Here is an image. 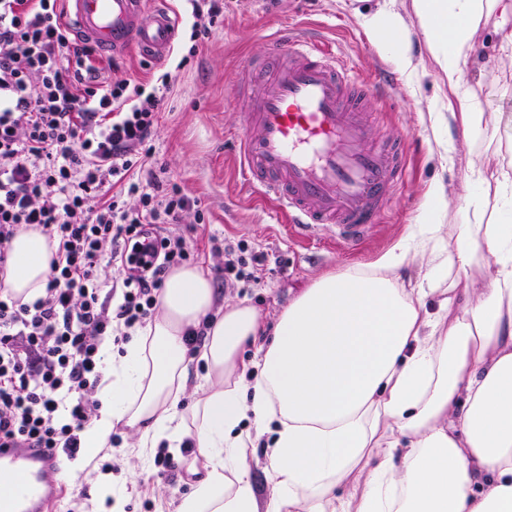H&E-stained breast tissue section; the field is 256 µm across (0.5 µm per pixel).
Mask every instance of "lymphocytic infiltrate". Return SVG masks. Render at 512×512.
Returning a JSON list of instances; mask_svg holds the SVG:
<instances>
[{
	"label": "lymphocytic infiltrate",
	"instance_id": "f902f5d3",
	"mask_svg": "<svg viewBox=\"0 0 512 512\" xmlns=\"http://www.w3.org/2000/svg\"><path fill=\"white\" fill-rule=\"evenodd\" d=\"M185 2L194 55L225 3ZM177 77L100 83L60 0H0V271L21 227L58 242L40 298L23 303L0 288V448L76 456L99 408L101 344L146 327L167 273L191 258L180 237H160L142 270L126 250L145 227L180 223L198 206L154 159ZM108 266L120 274L107 286Z\"/></svg>",
	"mask_w": 512,
	"mask_h": 512
}]
</instances>
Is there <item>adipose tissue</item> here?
I'll list each match as a JSON object with an SVG mask.
<instances>
[{"label": "adipose tissue", "mask_w": 512, "mask_h": 512, "mask_svg": "<svg viewBox=\"0 0 512 512\" xmlns=\"http://www.w3.org/2000/svg\"><path fill=\"white\" fill-rule=\"evenodd\" d=\"M413 8L448 87L433 125L462 130L438 139L443 159L502 130L512 148V113L484 111L463 87L478 32L512 44V0ZM362 25L413 71L398 13L382 5ZM464 182L457 223H440L447 193L432 183L414 236L375 264L315 279L271 327L247 302L220 304L206 265L172 268L124 354L100 347L102 406L82 433L85 463L120 425L145 454L178 457L193 442L205 475L176 512H512V162L471 164ZM57 249L41 228L21 229L0 285L34 302ZM420 256L425 268L404 280ZM199 328L204 382L185 406L186 335ZM262 439L263 493L247 455Z\"/></svg>", "instance_id": "ef3b65f1"}]
</instances>
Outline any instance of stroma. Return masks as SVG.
Here are the masks:
<instances>
[{
    "label": "stroma",
    "instance_id": "1",
    "mask_svg": "<svg viewBox=\"0 0 512 512\" xmlns=\"http://www.w3.org/2000/svg\"><path fill=\"white\" fill-rule=\"evenodd\" d=\"M377 0H228L224 26L181 71L159 114L154 137L155 155L169 173L198 199L205 223L166 225L167 234L184 238L198 261L208 265L219 301L245 300L267 323L313 279L357 265L377 262L386 252L417 229V218L431 182L448 190V210L442 223L453 222L464 194V173L472 162L496 165V141L460 148L454 164H443L431 130L430 114L438 97L439 71L419 33H412L413 76L399 74L389 54L374 45L361 18ZM312 27L323 32L334 52L349 60L357 73L372 77L379 70L397 75L385 102L372 103L375 132L388 136L410 133L415 137L405 153V180L389 201L366 241L356 251L343 249L323 231L307 239L291 235L286 212L275 202L239 192L232 149L224 133L239 123L242 109L236 99L239 70L246 58L265 53V39L288 28ZM480 72L468 73L484 108L512 113V46L500 45L487 32L476 39ZM104 78L148 81L165 67L130 51L109 57L93 53ZM244 243L247 250L266 254L264 265L252 271L250 281L228 284L222 261L210 252V237ZM123 451L99 453L96 469L75 472L70 484L56 483L55 493L43 512H90L99 498L97 473L113 469L114 480L124 489V512H174L179 498L199 475L180 463L175 479L159 475L153 457L142 454L137 438L122 430Z\"/></svg>",
    "mask_w": 512,
    "mask_h": 512
}]
</instances>
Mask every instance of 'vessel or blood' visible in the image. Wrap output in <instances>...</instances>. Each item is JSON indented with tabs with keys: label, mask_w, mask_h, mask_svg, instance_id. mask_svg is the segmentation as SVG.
<instances>
[{
	"label": "vessel or blood",
	"mask_w": 512,
	"mask_h": 512,
	"mask_svg": "<svg viewBox=\"0 0 512 512\" xmlns=\"http://www.w3.org/2000/svg\"><path fill=\"white\" fill-rule=\"evenodd\" d=\"M76 42L99 51L166 57L178 21L161 0H65ZM247 108L229 137L247 190L276 200L302 233L330 230L359 245L403 183L400 142L375 140L367 104L394 83L357 74L328 53L316 32L271 35L265 57L241 67ZM53 457L39 448H0V505L41 512L53 487Z\"/></svg>",
	"instance_id": "b4317fda"
}]
</instances>
